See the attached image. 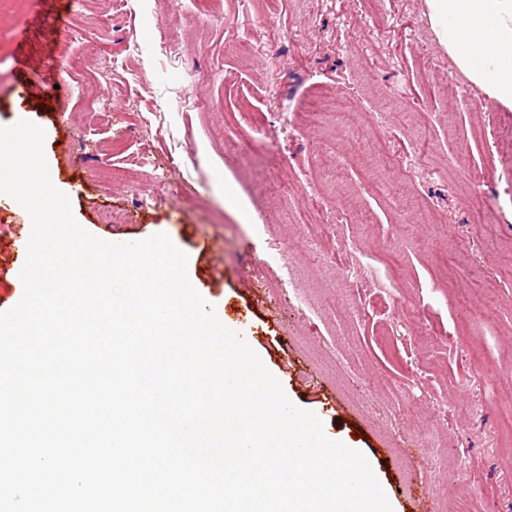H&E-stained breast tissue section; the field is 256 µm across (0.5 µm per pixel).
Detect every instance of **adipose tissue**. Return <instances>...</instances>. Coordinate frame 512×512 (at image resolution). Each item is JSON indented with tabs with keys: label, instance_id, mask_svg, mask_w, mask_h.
<instances>
[{
	"label": "adipose tissue",
	"instance_id": "1",
	"mask_svg": "<svg viewBox=\"0 0 512 512\" xmlns=\"http://www.w3.org/2000/svg\"><path fill=\"white\" fill-rule=\"evenodd\" d=\"M439 45L491 100L512 108V0H424Z\"/></svg>",
	"mask_w": 512,
	"mask_h": 512
}]
</instances>
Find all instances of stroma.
I'll return each mask as SVG.
<instances>
[{"label":"stroma","instance_id":"obj_1","mask_svg":"<svg viewBox=\"0 0 512 512\" xmlns=\"http://www.w3.org/2000/svg\"><path fill=\"white\" fill-rule=\"evenodd\" d=\"M343 98L392 164L345 150ZM22 119L44 129L77 222L106 241L168 234L216 315L327 434L353 439L395 512H512V380L498 376L512 369V109L456 71L424 0H7L0 126ZM30 232L0 202V311L23 295L14 238ZM444 247L464 275L444 274ZM486 297L492 317L462 326L460 303Z\"/></svg>","mask_w":512,"mask_h":512}]
</instances>
